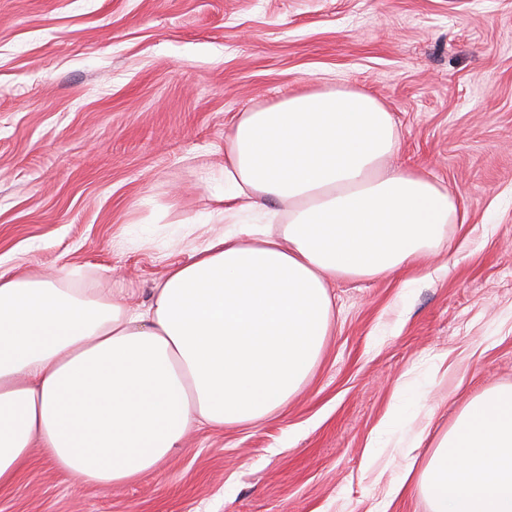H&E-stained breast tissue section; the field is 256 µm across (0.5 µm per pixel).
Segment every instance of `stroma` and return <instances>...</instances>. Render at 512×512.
<instances>
[{
	"instance_id": "1",
	"label": "stroma",
	"mask_w": 512,
	"mask_h": 512,
	"mask_svg": "<svg viewBox=\"0 0 512 512\" xmlns=\"http://www.w3.org/2000/svg\"><path fill=\"white\" fill-rule=\"evenodd\" d=\"M327 87L380 101L392 165L465 223L417 271L331 282L321 358L270 419L192 430L120 486L33 453L0 512H427L388 496L408 461L512 384V0H0V271L148 302L220 229L236 117Z\"/></svg>"
}]
</instances>
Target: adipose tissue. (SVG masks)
<instances>
[{"label": "adipose tissue", "mask_w": 512, "mask_h": 512, "mask_svg": "<svg viewBox=\"0 0 512 512\" xmlns=\"http://www.w3.org/2000/svg\"><path fill=\"white\" fill-rule=\"evenodd\" d=\"M373 96L293 94L241 113L218 216L272 204L287 223L231 225L168 268L148 304L0 271V490L33 450L123 485L179 453L195 425L262 422L305 384L333 323L328 283L414 268L466 213L418 169ZM428 512H512V384L461 410L418 471Z\"/></svg>", "instance_id": "1"}]
</instances>
